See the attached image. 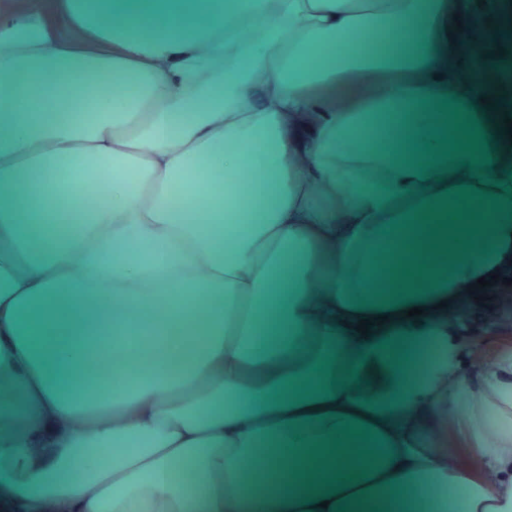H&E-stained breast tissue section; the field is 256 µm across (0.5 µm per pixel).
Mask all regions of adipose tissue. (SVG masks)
I'll return each instance as SVG.
<instances>
[{
    "mask_svg": "<svg viewBox=\"0 0 512 512\" xmlns=\"http://www.w3.org/2000/svg\"><path fill=\"white\" fill-rule=\"evenodd\" d=\"M467 8L0 0V512H512V351L461 364L512 273ZM451 97L493 169L418 152ZM462 185L504 203L468 250L426 228Z\"/></svg>",
    "mask_w": 512,
    "mask_h": 512,
    "instance_id": "ef3b65f1",
    "label": "adipose tissue"
}]
</instances>
